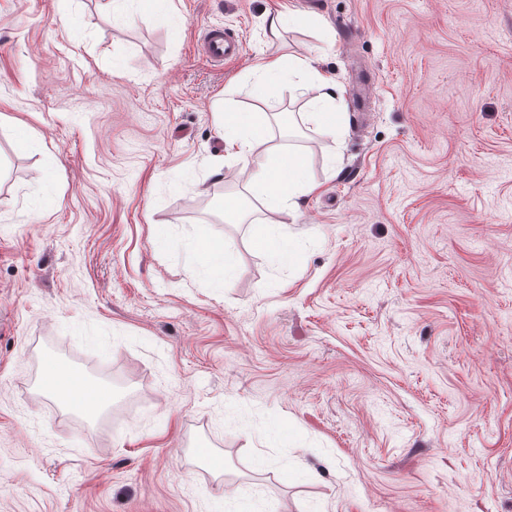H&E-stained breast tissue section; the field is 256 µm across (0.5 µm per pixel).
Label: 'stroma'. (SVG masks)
Masks as SVG:
<instances>
[{"label": "stroma", "mask_w": 512, "mask_h": 512, "mask_svg": "<svg viewBox=\"0 0 512 512\" xmlns=\"http://www.w3.org/2000/svg\"><path fill=\"white\" fill-rule=\"evenodd\" d=\"M290 6L345 130L288 214L213 110ZM0 512H512V0H0ZM201 46L206 58L215 63L237 59L242 53L240 36L220 26H212L207 30ZM45 385L49 391H53L60 385L67 386L72 401L76 398L86 400L89 396V389L84 383L71 379L70 374L62 370L52 381L48 380L45 374Z\"/></svg>", "instance_id": "35a3bbf8"}]
</instances>
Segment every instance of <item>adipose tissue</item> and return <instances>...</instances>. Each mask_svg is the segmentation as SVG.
<instances>
[{
    "instance_id": "ef3b65f1",
    "label": "adipose tissue",
    "mask_w": 512,
    "mask_h": 512,
    "mask_svg": "<svg viewBox=\"0 0 512 512\" xmlns=\"http://www.w3.org/2000/svg\"><path fill=\"white\" fill-rule=\"evenodd\" d=\"M252 71L261 86L273 82L292 94L313 90L308 110L303 114L305 122L324 134L333 137L340 134L336 102L329 92L331 82L314 58L290 54L276 58L261 56L253 63ZM215 122L228 157L246 159L258 153L267 155V164L251 174L248 184L269 209L293 210L300 196L313 191L303 156L278 152L271 147L268 136L271 117L266 110L240 112L228 105L216 113Z\"/></svg>"
}]
</instances>
